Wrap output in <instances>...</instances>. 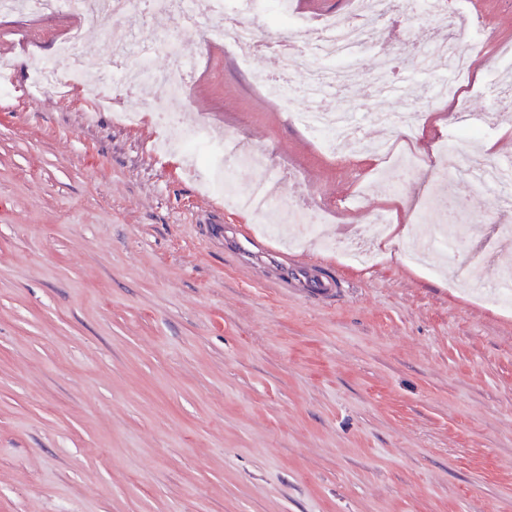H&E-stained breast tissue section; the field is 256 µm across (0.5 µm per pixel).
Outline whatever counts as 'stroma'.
Masks as SVG:
<instances>
[{
  "label": "stroma",
  "mask_w": 512,
  "mask_h": 512,
  "mask_svg": "<svg viewBox=\"0 0 512 512\" xmlns=\"http://www.w3.org/2000/svg\"><path fill=\"white\" fill-rule=\"evenodd\" d=\"M468 18L492 34L467 91L484 143L461 145L457 112L433 94L446 73L417 55L432 17H390L357 56L363 141L429 161L396 173L395 197L378 155L330 152L298 120L336 111L338 92L282 111L255 80L272 66L263 54L241 62L216 32L147 13L87 43V70L119 47L152 51L161 71L173 34L195 64L184 124L265 152L266 168L234 169L236 185L264 176L282 208L326 207L325 237L357 238L375 212L414 225L373 243L364 266L298 240V263L341 282L329 304L280 289L266 255L243 262L207 237L209 224L246 235L260 223L161 149L150 118L117 121L133 99H26L72 25L0 16L13 63L0 88V512H512V308L478 287L512 266V214L473 209L480 190L455 173L488 141L512 161L493 90L512 0H471ZM380 52L399 61V95L367 82ZM441 196L468 218L448 228L462 247L431 254L429 271L406 253L438 231Z\"/></svg>",
  "instance_id": "35a3bbf8"
}]
</instances>
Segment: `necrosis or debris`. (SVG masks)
I'll list each match as a JSON object with an SVG mask.
<instances>
[{
    "label": "necrosis or debris",
    "instance_id": "1",
    "mask_svg": "<svg viewBox=\"0 0 512 512\" xmlns=\"http://www.w3.org/2000/svg\"><path fill=\"white\" fill-rule=\"evenodd\" d=\"M260 6L269 9L273 17L302 35L290 52L279 56L276 70L260 76L267 95L286 107L293 103L289 81L292 70L305 67L302 90L306 93L335 83L351 87L358 81L354 71L355 57L361 48L376 45L380 21L415 8L413 0H352L348 16L339 18L330 14L312 21L298 15L287 0H209L204 12L220 19L221 38L242 58L248 59L265 48L266 43L257 29L239 22L238 16ZM66 7L78 13L79 24L60 42L58 64H42L34 69L32 89L40 92L64 84L82 86L93 93L102 106L111 105L116 93L135 99L136 107L125 112V119L130 121L137 113L149 112L159 125L180 131L182 142L196 148V160L205 165L207 185L216 187L223 166L211 163L207 154L201 151L203 145L215 141L214 132L205 124L187 132L182 129L181 103L194 66L182 58L175 42L166 44L171 66L163 74L154 69L153 58L147 52L142 53L138 61L110 66L104 73L86 71L81 61L83 46L89 37L102 34L106 20L118 21L131 13L147 10L192 23L199 13L186 8L184 0H0V14L3 15L22 12L48 16ZM489 38L487 31H480L477 43L467 46L460 34L455 33L433 40V51L451 75L458 77L469 69L479 44ZM299 118L311 130L329 134L330 148L356 150L361 146L356 127L348 122L344 113L303 112ZM467 173L476 184L492 190L494 195H512V172L497 164L491 156L473 159ZM277 194V183L262 178L253 182L244 193L236 195L235 202L261 220L272 221L276 218Z\"/></svg>",
    "mask_w": 512,
    "mask_h": 512
}]
</instances>
